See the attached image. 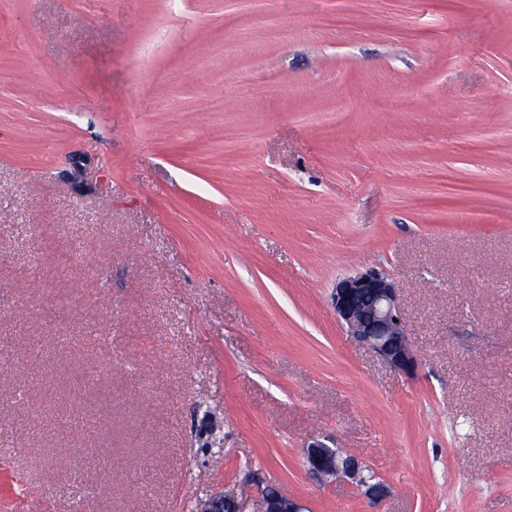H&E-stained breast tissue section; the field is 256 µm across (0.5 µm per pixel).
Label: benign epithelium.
I'll use <instances>...</instances> for the list:
<instances>
[{
  "label": "benign epithelium",
  "mask_w": 512,
  "mask_h": 512,
  "mask_svg": "<svg viewBox=\"0 0 512 512\" xmlns=\"http://www.w3.org/2000/svg\"><path fill=\"white\" fill-rule=\"evenodd\" d=\"M332 308L349 336L391 367L411 374L417 357L408 338L394 283L370 270L338 280L332 289ZM308 470L326 482L343 480L360 489L372 500L387 497L388 487L356 457L320 441L304 450ZM198 512H246L238 496L221 491L199 501ZM253 512H303L294 497L279 490H268L257 500Z\"/></svg>",
  "instance_id": "1"
}]
</instances>
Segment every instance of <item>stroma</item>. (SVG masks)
<instances>
[{
    "instance_id": "stroma-1",
    "label": "stroma",
    "mask_w": 512,
    "mask_h": 512,
    "mask_svg": "<svg viewBox=\"0 0 512 512\" xmlns=\"http://www.w3.org/2000/svg\"><path fill=\"white\" fill-rule=\"evenodd\" d=\"M369 269L413 374L336 320ZM232 487L512 512V0H0V512ZM304 460L308 470L323 481H347L372 500H382L389 493L388 487L375 474L368 473L371 470L365 463L320 441L305 448Z\"/></svg>"
}]
</instances>
